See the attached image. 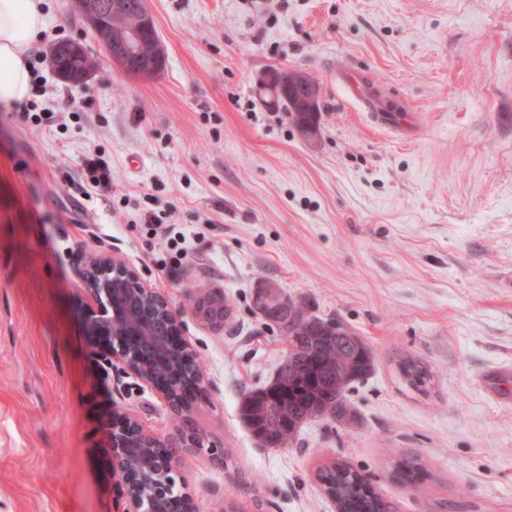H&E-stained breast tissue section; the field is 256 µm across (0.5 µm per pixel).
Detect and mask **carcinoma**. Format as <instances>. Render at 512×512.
Listing matches in <instances>:
<instances>
[{
	"mask_svg": "<svg viewBox=\"0 0 512 512\" xmlns=\"http://www.w3.org/2000/svg\"><path fill=\"white\" fill-rule=\"evenodd\" d=\"M267 104L286 113L298 126L318 124V113L297 112L279 96ZM266 316L287 343L285 360L293 366L288 377H283L279 368L270 384L242 398L240 415L256 443L262 448H278L296 437L308 420L353 423L357 412L347 392L375 368L369 344L338 320L311 313L302 300H290L288 312L276 316L268 305ZM397 368L412 387L431 379L430 370L410 355L398 359ZM394 474L412 487L429 477L419 458L410 455L394 462ZM317 479L339 512H387V504L371 483L344 461L324 465Z\"/></svg>",
	"mask_w": 512,
	"mask_h": 512,
	"instance_id": "cac0c4a2",
	"label": "carcinoma"
}]
</instances>
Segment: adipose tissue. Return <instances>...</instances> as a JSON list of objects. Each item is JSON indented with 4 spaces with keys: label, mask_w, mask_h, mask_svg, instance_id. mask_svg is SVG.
Masks as SVG:
<instances>
[{
    "label": "adipose tissue",
    "mask_w": 512,
    "mask_h": 512,
    "mask_svg": "<svg viewBox=\"0 0 512 512\" xmlns=\"http://www.w3.org/2000/svg\"><path fill=\"white\" fill-rule=\"evenodd\" d=\"M45 24L44 0H0V104L29 98L31 74L26 53Z\"/></svg>",
    "instance_id": "ef3b65f1"
}]
</instances>
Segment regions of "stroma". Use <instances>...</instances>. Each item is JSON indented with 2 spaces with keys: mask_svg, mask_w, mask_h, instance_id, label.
<instances>
[{
  "mask_svg": "<svg viewBox=\"0 0 512 512\" xmlns=\"http://www.w3.org/2000/svg\"><path fill=\"white\" fill-rule=\"evenodd\" d=\"M166 50L154 79L103 57L68 0H46L34 51L79 39L97 56L88 89L49 63L31 86L35 117L0 106V512H123L105 423L131 408L165 435L160 394L104 380L85 336L78 256L107 252L180 311L206 398L192 419L204 448L179 449L198 512H336L316 473L343 459L393 512H512V0H148ZM346 60L405 100L406 132L352 111ZM318 82L306 139L270 109L262 72ZM98 150L112 191L86 195L78 159ZM172 210L185 253L149 242L146 216ZM277 282L314 314L367 341L375 369L348 398L354 424L306 423L288 447L256 446L243 392L287 354L253 310ZM233 315L197 316L199 286ZM432 375L404 385L399 355ZM424 460L422 489L391 462ZM215 305L217 308H221L224 305V316L222 311L220 312V315L217 317V327H223L224 322L229 318L231 314V306L228 303L226 299H224V293H218V292H210L203 297H195L193 299V307L195 311L202 309L204 311H207L210 306Z\"/></svg>",
  "mask_w": 512,
  "mask_h": 512,
  "instance_id": "obj_1",
  "label": "stroma"
}]
</instances>
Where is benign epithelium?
I'll return each instance as SVG.
<instances>
[{
  "mask_svg": "<svg viewBox=\"0 0 512 512\" xmlns=\"http://www.w3.org/2000/svg\"><path fill=\"white\" fill-rule=\"evenodd\" d=\"M91 33L120 71L142 80L159 74L166 64L162 44L144 55V33L153 26L146 0L138 6L139 22L129 26L123 17L129 0H70ZM260 85L294 99L305 112H313L318 86L303 70H269ZM75 274L88 302L83 329L92 341L104 344L99 367L112 378L113 362L155 389L170 411L180 418L177 432L158 436L143 428L131 409L114 405L108 416L107 434L113 473L120 477L125 512H197L192 496L180 490L178 448L201 447L199 429L189 413L203 399L201 372L183 338L180 312L159 292L146 287L138 275L109 253H92L77 260ZM224 305V295L210 292L193 299L196 310Z\"/></svg>",
  "mask_w": 512,
  "mask_h": 512,
  "instance_id": "1",
  "label": "benign epithelium"
}]
</instances>
